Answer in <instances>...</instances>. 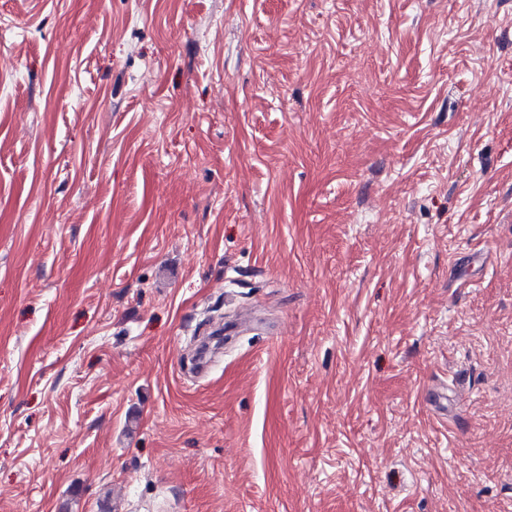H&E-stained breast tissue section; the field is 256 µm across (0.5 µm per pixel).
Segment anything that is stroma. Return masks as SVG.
I'll use <instances>...</instances> for the list:
<instances>
[{
	"mask_svg": "<svg viewBox=\"0 0 512 512\" xmlns=\"http://www.w3.org/2000/svg\"><path fill=\"white\" fill-rule=\"evenodd\" d=\"M0 57V512H512V0H0Z\"/></svg>",
	"mask_w": 512,
	"mask_h": 512,
	"instance_id": "35a3bbf8",
	"label": "stroma"
}]
</instances>
